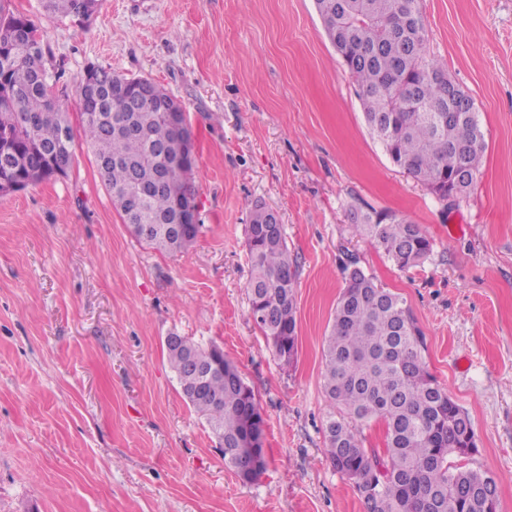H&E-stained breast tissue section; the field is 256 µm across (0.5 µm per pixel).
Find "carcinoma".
Returning a JSON list of instances; mask_svg holds the SVG:
<instances>
[{"label": "carcinoma", "mask_w": 512, "mask_h": 512, "mask_svg": "<svg viewBox=\"0 0 512 512\" xmlns=\"http://www.w3.org/2000/svg\"><path fill=\"white\" fill-rule=\"evenodd\" d=\"M55 17H90L99 0H42ZM324 31L359 88L365 121L391 162L446 201L466 195L481 171L485 150L475 102L428 55V30L420 0H315ZM31 19L0 0V175L13 168L21 182L49 179V160L71 166L74 141L58 147L65 112L54 94L55 73ZM96 95L76 83L82 133L123 223L149 228L135 233L149 247L177 253L175 207L195 194L194 159L166 121L175 98L148 78H128L89 66ZM146 196L137 207L129 198ZM267 207L257 204L247 228L251 269L249 315L286 365L298 352L297 260L284 227L268 231ZM356 232L374 239L401 269L430 257L432 240L420 225L395 214L354 215ZM344 287L323 348L322 386L334 412L325 425V454L352 480L365 512H497L498 487L479 467L452 465L448 457L478 453L472 422L429 372L425 341L403 299L380 287L346 255ZM183 396L203 417L224 463L247 482L265 470L260 414L252 389L235 364L214 346L180 336L165 346ZM385 426L383 452L364 447L352 421Z\"/></svg>", "instance_id": "1"}]
</instances>
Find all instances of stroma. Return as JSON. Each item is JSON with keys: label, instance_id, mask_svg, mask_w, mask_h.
Listing matches in <instances>:
<instances>
[{"label": "stroma", "instance_id": "obj_1", "mask_svg": "<svg viewBox=\"0 0 512 512\" xmlns=\"http://www.w3.org/2000/svg\"><path fill=\"white\" fill-rule=\"evenodd\" d=\"M38 26L56 92L91 65L147 77L197 138L200 232L168 254L115 210L76 138L67 176L0 194V512H363L326 458L323 343L355 254L410 307L429 371L471 419L474 465L512 512V0H422L428 52L473 97L484 162L442 201L393 165L315 0H100L84 22L11 0ZM276 210L299 262L298 352L283 364L249 315L246 227ZM401 214L434 253L402 270L353 229ZM214 344L252 388L266 471L229 466L166 357Z\"/></svg>", "mask_w": 512, "mask_h": 512}]
</instances>
